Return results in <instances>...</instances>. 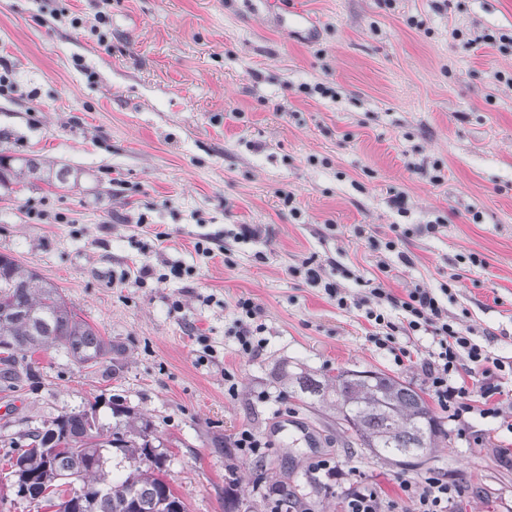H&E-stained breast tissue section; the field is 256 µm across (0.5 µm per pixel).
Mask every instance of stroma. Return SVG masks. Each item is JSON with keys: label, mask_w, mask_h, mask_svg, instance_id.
Here are the masks:
<instances>
[{"label": "stroma", "mask_w": 512, "mask_h": 512, "mask_svg": "<svg viewBox=\"0 0 512 512\" xmlns=\"http://www.w3.org/2000/svg\"><path fill=\"white\" fill-rule=\"evenodd\" d=\"M486 30L512 33V0H0V65L15 84L0 92V154L71 168L60 188L0 185V253L112 341L96 367L57 348L33 356L35 377L0 379V479L44 423L92 407L109 428L120 404L149 421L188 512H224L231 475L240 512H269L265 490L282 481L314 512H343L339 489L308 471L319 456L387 499L399 478L442 472L464 490L454 512H512L499 420L471 415L462 436L439 413L448 445L419 465L384 461L350 443L333 402L308 404L281 378L374 370L422 385L374 347L358 310L292 275L309 258L352 297L382 260L399 297L459 274L449 317L512 358V85L498 80L512 76V46L469 45ZM318 83L334 95L313 94ZM233 224L260 235L224 237L226 257L195 252ZM170 262L191 276L161 280ZM144 267L155 275L143 287L112 280ZM243 296L267 326L254 358L235 337ZM245 427L269 442L263 463L228 448Z\"/></svg>", "instance_id": "stroma-1"}]
</instances>
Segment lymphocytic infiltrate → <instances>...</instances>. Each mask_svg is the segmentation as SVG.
<instances>
[{
    "label": "lymphocytic infiltrate",
    "instance_id": "f902f5d3",
    "mask_svg": "<svg viewBox=\"0 0 512 512\" xmlns=\"http://www.w3.org/2000/svg\"><path fill=\"white\" fill-rule=\"evenodd\" d=\"M378 269L380 278L368 281L363 294L353 299L338 283L325 279L321 266L313 260L304 261L299 273L311 286L323 288L339 308L351 305L364 310L370 326L369 340L388 353L397 366L413 360V338L430 337L431 345L418 361L419 367L428 392L451 421L467 427V414L475 412L500 419L502 427L512 432V401L503 396V386L512 378V360L496 357L475 343L471 327L462 319L449 318L442 303L443 295L449 294L458 281V274H451L439 290L415 287L399 298L386 286L391 265L382 262ZM391 307L400 310V317L388 315ZM236 315L240 352L257 356L267 344L260 305L253 298H239ZM308 469L311 474L324 475L331 483L345 487V512H398L403 504L408 505L409 512H449L462 493L458 483L435 475L400 479V500H387L372 482L356 479L353 467L331 458H317Z\"/></svg>",
    "mask_w": 512,
    "mask_h": 512
}]
</instances>
